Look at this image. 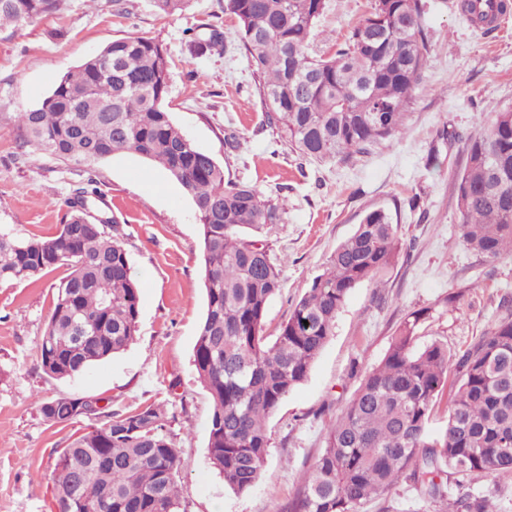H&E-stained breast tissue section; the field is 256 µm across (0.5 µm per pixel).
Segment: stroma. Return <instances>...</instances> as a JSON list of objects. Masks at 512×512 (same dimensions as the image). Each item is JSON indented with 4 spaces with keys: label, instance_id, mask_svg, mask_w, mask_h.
<instances>
[{
    "label": "stroma",
    "instance_id": "1",
    "mask_svg": "<svg viewBox=\"0 0 512 512\" xmlns=\"http://www.w3.org/2000/svg\"><path fill=\"white\" fill-rule=\"evenodd\" d=\"M456 2L422 0L428 55L404 131L347 161L306 157L267 123L224 0H191L174 16L156 13L149 0H62L52 15L0 26V227L21 239L54 235L69 217L73 191L94 183L101 197L89 212L120 225L140 286L134 343L75 378L55 379L39 368L36 353L65 269L0 284V512H55V451L95 425L82 417L48 426L39 405L61 395L98 398L119 414L164 405L181 457L184 512H282L405 318L421 317L416 347L439 342L454 352L494 325L500 299L512 295V257L487 261L461 243L454 184L467 138L491 112L512 104V12L481 31ZM326 3L311 41L315 55H332L374 0ZM213 28L223 42L192 54V38H207ZM130 36L167 51L165 107L173 123L225 174L285 208L267 239L271 256L282 261L281 289L265 317L267 341L367 211L384 209L398 226L392 266L380 281L352 289L308 379L270 417L266 463L242 496L225 487L207 457L211 402L193 366L206 304L193 201L165 169L138 155L117 154L89 168L68 164L24 144L17 122L85 58Z\"/></svg>",
    "mask_w": 512,
    "mask_h": 512
}]
</instances>
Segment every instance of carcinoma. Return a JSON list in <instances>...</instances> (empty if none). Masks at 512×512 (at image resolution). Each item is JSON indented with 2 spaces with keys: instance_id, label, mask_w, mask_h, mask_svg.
<instances>
[{
  "instance_id": "obj_1",
  "label": "carcinoma",
  "mask_w": 512,
  "mask_h": 512,
  "mask_svg": "<svg viewBox=\"0 0 512 512\" xmlns=\"http://www.w3.org/2000/svg\"><path fill=\"white\" fill-rule=\"evenodd\" d=\"M60 0H0V22L50 15ZM162 15L191 0H151ZM470 25L491 28L508 0H459ZM325 0H225L240 46L259 76L270 125L300 153L349 159L401 133L428 51L421 0H375L330 57L310 54ZM170 74L161 44L112 41L63 76L42 103L17 115L28 143L91 167L119 153L166 169L189 196L202 227L206 312L193 365L212 402L208 458L237 495L258 481L270 445L266 422L305 382L334 334L351 290L382 275L399 248L397 225L367 212L330 255L264 343L267 306L281 270L264 237L281 208L225 176L217 160L173 124L164 107ZM455 188L461 240L476 255L512 256V105L491 113L464 147ZM97 189H80L52 237L19 239L0 228V283L38 280L60 268L56 301L38 347L53 378H73L129 347L138 332L140 287L117 226L88 218ZM420 321L401 322L382 361L367 371L327 432L322 454L286 512H363L403 479L438 512H497L485 480L512 473V299L485 337L460 354L440 343L414 349ZM84 327L86 340L76 339ZM448 420L430 428L439 395ZM50 426L80 417L99 425L58 451L51 480L56 512H180V458L170 417L155 405L122 415L99 399L60 396L39 406Z\"/></svg>"
}]
</instances>
